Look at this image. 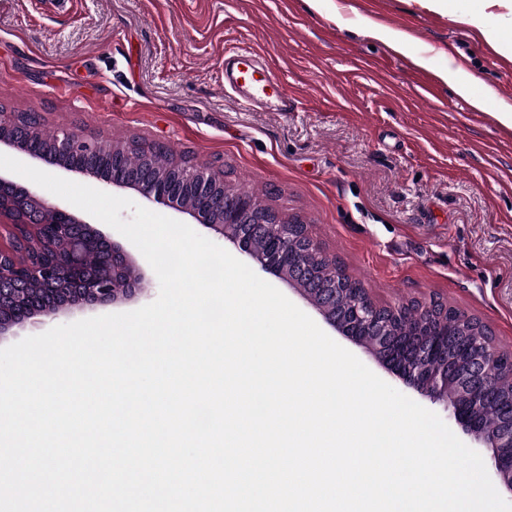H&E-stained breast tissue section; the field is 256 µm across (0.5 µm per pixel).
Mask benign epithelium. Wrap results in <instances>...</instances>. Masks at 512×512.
Segmentation results:
<instances>
[{
	"label": "benign epithelium",
	"instance_id": "7a95c632",
	"mask_svg": "<svg viewBox=\"0 0 512 512\" xmlns=\"http://www.w3.org/2000/svg\"><path fill=\"white\" fill-rule=\"evenodd\" d=\"M16 112H0V148L22 159L45 162L66 172L100 181L107 188L130 189L145 201L186 214L207 228L219 232L249 262L275 277L298 282L312 279V271L300 253L285 248L275 225L281 215L260 206L246 194L217 192L224 178L206 167L185 159L170 160L180 179L193 185L201 204L182 202L165 188V176L128 180L109 177L102 170L71 161L77 154H117L121 147L90 140L63 130L54 135L52 149L34 152L20 145ZM18 187L6 171L0 170V335L39 316L49 320L72 315L76 309L130 300L144 290V271L123 246L94 225L78 218L64 205L48 204L36 193L14 198L8 190ZM241 224L256 225L255 235L239 231ZM102 252L109 269L106 277L87 274L83 257L87 250ZM38 280L40 291L28 288ZM325 321L342 335L367 347L394 376L434 402L445 405L448 415L467 434L489 450L491 468L499 484L512 492V407L509 425L491 428L482 419V405L494 398L493 383L485 379L497 367L501 353L485 334L475 332L464 345L467 361L460 366L448 360V329L437 325L436 308L416 310L418 321L434 340L414 341L415 354L429 361L422 368L406 362L382 307L350 278L334 288H304Z\"/></svg>",
	"mask_w": 512,
	"mask_h": 512
}]
</instances>
